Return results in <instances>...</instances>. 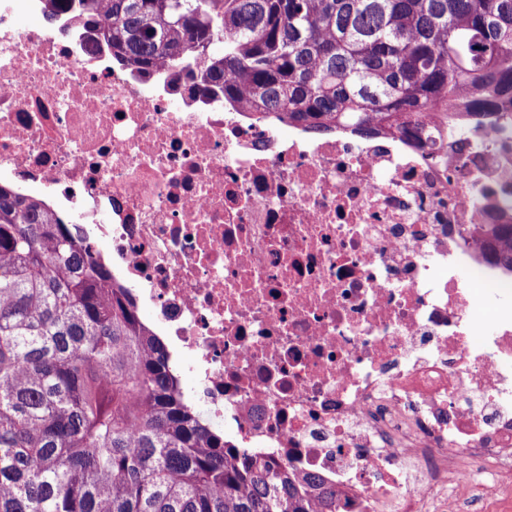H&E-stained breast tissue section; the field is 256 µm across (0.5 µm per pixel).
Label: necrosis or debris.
I'll list each match as a JSON object with an SVG mask.
<instances>
[{"label": "necrosis or debris", "instance_id": "1", "mask_svg": "<svg viewBox=\"0 0 512 512\" xmlns=\"http://www.w3.org/2000/svg\"><path fill=\"white\" fill-rule=\"evenodd\" d=\"M23 8L43 0H0V176L109 240L209 424L337 512H512V271L474 230L512 224V126L462 151L285 137ZM463 271L501 299L491 326Z\"/></svg>", "mask_w": 512, "mask_h": 512}]
</instances>
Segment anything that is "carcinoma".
Returning a JSON list of instances; mask_svg holds the SVG:
<instances>
[{"mask_svg":"<svg viewBox=\"0 0 512 512\" xmlns=\"http://www.w3.org/2000/svg\"><path fill=\"white\" fill-rule=\"evenodd\" d=\"M77 2L116 61L262 121L417 147L512 122V0ZM492 233L511 270L512 224ZM0 512H336V490L207 428L79 225L0 184Z\"/></svg>","mask_w":512,"mask_h":512,"instance_id":"carcinoma-1","label":"carcinoma"}]
</instances>
